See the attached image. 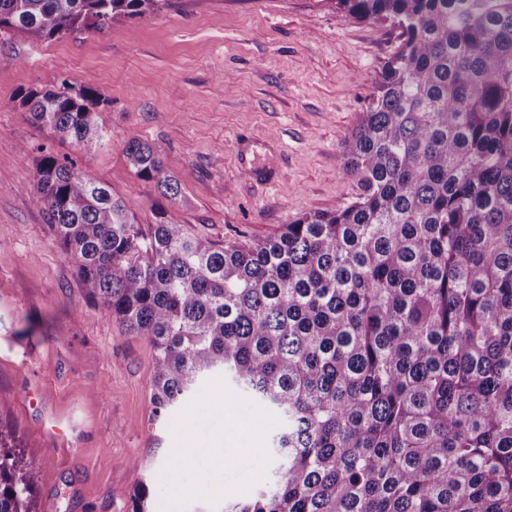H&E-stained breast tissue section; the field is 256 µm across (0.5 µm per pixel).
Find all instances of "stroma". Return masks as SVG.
<instances>
[{
	"label": "stroma",
	"mask_w": 512,
	"mask_h": 512,
	"mask_svg": "<svg viewBox=\"0 0 512 512\" xmlns=\"http://www.w3.org/2000/svg\"><path fill=\"white\" fill-rule=\"evenodd\" d=\"M399 35L330 0H180L60 40L0 33V427L42 461L33 512H131L134 487L158 477L173 443L153 444L150 345L87 302L52 239L33 183L42 151L90 171L141 229L164 209L220 245L262 239L355 197L341 144ZM66 84L107 98L100 142H61L20 105ZM133 136L162 148L177 198L135 176L123 148ZM246 142L273 183L241 166ZM54 413L72 417L76 447L41 436Z\"/></svg>",
	"instance_id": "1"
}]
</instances>
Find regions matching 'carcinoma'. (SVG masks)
<instances>
[{
	"mask_svg": "<svg viewBox=\"0 0 512 512\" xmlns=\"http://www.w3.org/2000/svg\"><path fill=\"white\" fill-rule=\"evenodd\" d=\"M401 43L342 144L355 199L219 245L167 211L142 231L90 172L44 154L34 186L88 302L153 349V419L222 373L284 425L275 480L222 512H512V0H335ZM173 0H0V31H101ZM88 85L21 105L102 138ZM135 175L173 198L162 150ZM37 458L0 438V512H31ZM150 486L131 512H151Z\"/></svg>",
	"mask_w": 512,
	"mask_h": 512,
	"instance_id": "obj_1",
	"label": "carcinoma"
}]
</instances>
